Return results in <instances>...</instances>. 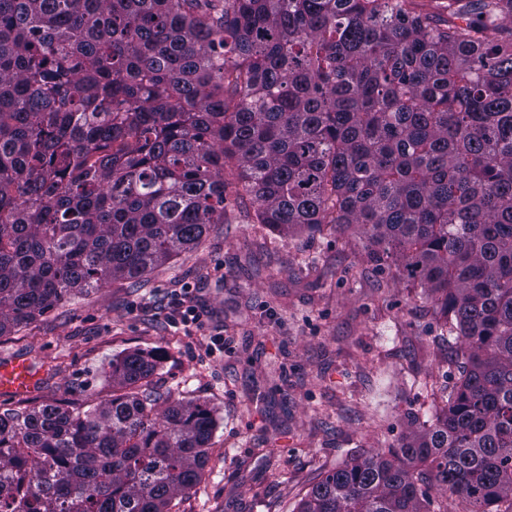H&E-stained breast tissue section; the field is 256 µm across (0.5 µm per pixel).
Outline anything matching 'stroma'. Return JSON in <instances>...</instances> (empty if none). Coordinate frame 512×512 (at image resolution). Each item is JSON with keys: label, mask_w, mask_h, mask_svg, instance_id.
Returning a JSON list of instances; mask_svg holds the SVG:
<instances>
[{"label": "stroma", "mask_w": 512, "mask_h": 512, "mask_svg": "<svg viewBox=\"0 0 512 512\" xmlns=\"http://www.w3.org/2000/svg\"><path fill=\"white\" fill-rule=\"evenodd\" d=\"M230 204L194 251L147 278L79 295L0 338V360L43 372L0 411L110 398L105 368L128 351L159 353L149 387L203 400L217 429L200 484L172 512H291L327 471L387 450L430 417L458 376L453 341L431 302L363 245L332 232L284 237ZM189 286L205 330L169 319ZM224 349L208 354L209 335Z\"/></svg>", "instance_id": "stroma-1"}]
</instances>
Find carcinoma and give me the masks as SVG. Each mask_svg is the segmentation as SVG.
<instances>
[{
	"label": "carcinoma",
	"instance_id": "carcinoma-1",
	"mask_svg": "<svg viewBox=\"0 0 512 512\" xmlns=\"http://www.w3.org/2000/svg\"><path fill=\"white\" fill-rule=\"evenodd\" d=\"M512 0H0V337L224 223L331 224L424 288L461 363L430 421L293 512H512ZM112 358L0 412V512H171L217 428Z\"/></svg>",
	"mask_w": 512,
	"mask_h": 512
}]
</instances>
